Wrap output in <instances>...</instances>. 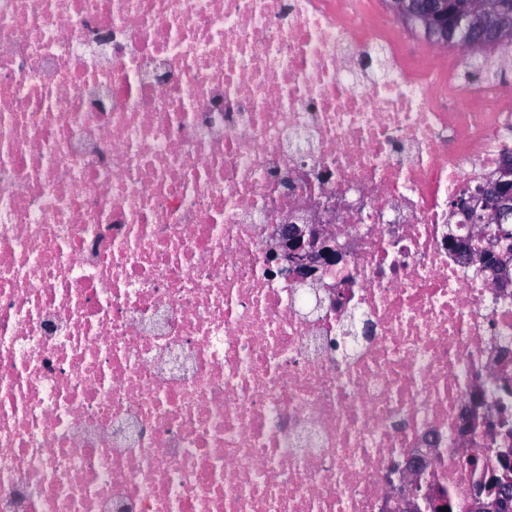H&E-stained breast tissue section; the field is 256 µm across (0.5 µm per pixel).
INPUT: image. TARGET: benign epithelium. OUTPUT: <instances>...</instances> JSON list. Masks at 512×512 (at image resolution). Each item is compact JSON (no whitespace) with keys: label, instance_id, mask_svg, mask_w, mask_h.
Masks as SVG:
<instances>
[{"label":"benign epithelium","instance_id":"1","mask_svg":"<svg viewBox=\"0 0 512 512\" xmlns=\"http://www.w3.org/2000/svg\"><path fill=\"white\" fill-rule=\"evenodd\" d=\"M454 17L466 18L473 30V40L460 49L470 54L481 50L488 38L502 39L512 34V29L495 20V0H453ZM388 9L405 24L422 30L436 45H448V0H387ZM452 211L464 224L479 230L493 224L501 238L512 236V156L502 158L495 178L481 186L480 192L457 198ZM274 243L269 248V261L282 275L296 276L302 288H317L323 277L330 273L340 260L336 248V229L325 224H299L294 212L279 216V225L273 233ZM478 236L471 234L456 250V255L467 263H484L486 252L474 244ZM427 454L417 453L407 459L404 471L409 477L412 501L410 509L418 507V500L425 497L419 476L426 463ZM478 509L490 512H508L512 509V492L503 489L489 504Z\"/></svg>","mask_w":512,"mask_h":512}]
</instances>
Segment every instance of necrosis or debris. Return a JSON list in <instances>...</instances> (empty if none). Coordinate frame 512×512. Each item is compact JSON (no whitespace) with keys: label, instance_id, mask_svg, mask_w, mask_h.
<instances>
[{"label":"necrosis or debris","instance_id":"4bbe7bcc","mask_svg":"<svg viewBox=\"0 0 512 512\" xmlns=\"http://www.w3.org/2000/svg\"><path fill=\"white\" fill-rule=\"evenodd\" d=\"M368 0H0V512H475L512 285L448 250L512 83ZM306 201L323 302L271 271ZM426 458L427 452L417 453L408 458L405 464L404 472L408 474L412 495V501H409L408 506L412 511H416L415 509L419 505L418 500L426 495V493H422V486L419 482V476L426 463Z\"/></svg>","mask_w":512,"mask_h":512}]
</instances>
